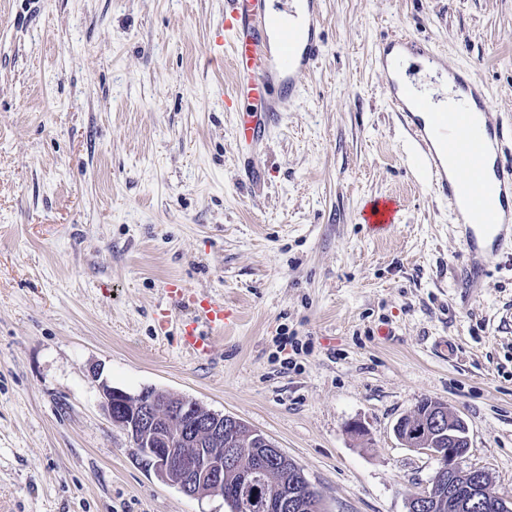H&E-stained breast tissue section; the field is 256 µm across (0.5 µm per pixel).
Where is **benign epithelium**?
<instances>
[{
  "mask_svg": "<svg viewBox=\"0 0 512 512\" xmlns=\"http://www.w3.org/2000/svg\"><path fill=\"white\" fill-rule=\"evenodd\" d=\"M102 392L112 423L127 435L145 467L185 495H220L229 478L238 490L240 512L257 508L266 512H314L307 478L302 475L297 483L289 481L288 457L260 432L247 437L252 447H241L236 418L166 394L145 402L141 393L131 395L108 385L103 386ZM401 441L439 461L431 489L408 495L407 512H426L431 507L433 490L444 485L448 486V509L452 512H468L476 501L497 512L512 509L483 482V470L459 466L465 453L461 443L467 438L459 428L450 426L445 407L434 408L428 423L401 437ZM270 461L277 464L278 478L271 493L259 504L253 490L259 481L268 484ZM460 486L469 489L470 498H456L455 491Z\"/></svg>",
  "mask_w": 512,
  "mask_h": 512,
  "instance_id": "obj_1",
  "label": "benign epithelium"
}]
</instances>
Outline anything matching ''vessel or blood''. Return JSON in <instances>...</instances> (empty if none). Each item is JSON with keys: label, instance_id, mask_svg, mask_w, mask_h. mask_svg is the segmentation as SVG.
<instances>
[{"label": "vessel or blood", "instance_id": "1", "mask_svg": "<svg viewBox=\"0 0 512 512\" xmlns=\"http://www.w3.org/2000/svg\"><path fill=\"white\" fill-rule=\"evenodd\" d=\"M321 0H228L209 49V60H230L232 93L227 111L236 113V138L257 152L279 112L300 93V78L318 62L323 45ZM427 73L443 74L456 95L451 110L405 82L408 60ZM377 61L388 102L418 149L412 162L454 213L469 259L462 277L478 284L490 259L512 239V162L502 156L503 128L488 110L482 84L454 69L428 42L400 34L378 46ZM397 219V204L374 198L359 220L379 231ZM169 309L183 312L180 344L199 359L209 358L214 337L224 335L236 316L223 297L203 294L174 281L164 288Z\"/></svg>", "mask_w": 512, "mask_h": 512}]
</instances>
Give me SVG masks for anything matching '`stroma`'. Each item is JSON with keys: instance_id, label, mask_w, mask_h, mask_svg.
<instances>
[{"instance_id": "stroma-1", "label": "stroma", "mask_w": 512, "mask_h": 512, "mask_svg": "<svg viewBox=\"0 0 512 512\" xmlns=\"http://www.w3.org/2000/svg\"><path fill=\"white\" fill-rule=\"evenodd\" d=\"M225 5L0 0V512H229L139 465L105 384L243 421L324 512H407L437 462L394 426L428 397L512 499V249L457 285L467 249L375 63L383 39L430 41L510 128L512 0H323L255 187L216 100L231 65L207 62ZM381 196L399 218L374 232ZM173 280L239 313L208 359L159 330ZM397 209L396 202L391 198H373L362 207L359 220L367 224L369 229L379 231L389 224H395Z\"/></svg>"}]
</instances>
